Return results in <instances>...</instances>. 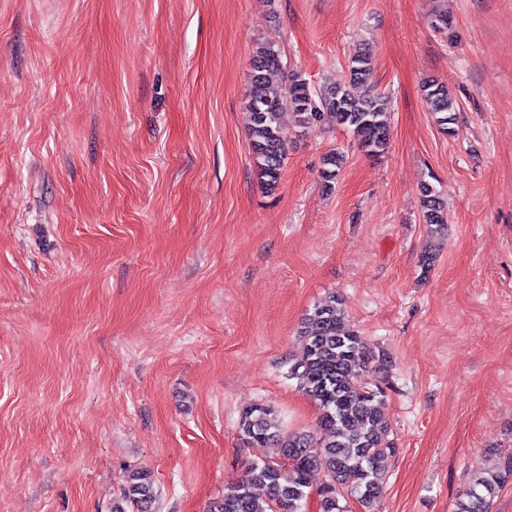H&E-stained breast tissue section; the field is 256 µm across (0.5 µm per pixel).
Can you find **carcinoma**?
I'll return each mask as SVG.
<instances>
[{
    "label": "carcinoma",
    "mask_w": 512,
    "mask_h": 512,
    "mask_svg": "<svg viewBox=\"0 0 512 512\" xmlns=\"http://www.w3.org/2000/svg\"><path fill=\"white\" fill-rule=\"evenodd\" d=\"M249 93L251 148L257 176L269 192L279 183L287 156L283 137L285 117L303 128L333 119L358 139L366 155H383L389 145L390 102L373 84L374 64L367 50L358 49L349 59L340 80L316 87L293 72L280 81V54L271 45H259L252 56ZM424 97L441 132L454 133L456 103L448 86L434 79L423 87ZM344 164V155L331 152L323 158L324 188L332 189ZM423 221L440 226L446 222L439 192L430 184L420 189ZM304 350L291 375L304 393L315 400L321 416L319 436L290 433L276 419L269 405H254L239 421L241 439L252 445L275 443L288 464L261 461L251 464L245 476L223 497L210 502L206 512H304L311 495L310 474L321 467L326 481L317 489L318 512H345L341 501L355 499L363 512H379L384 493L385 461L398 448L390 439L391 425L384 409L385 392L370 388L364 372L370 364L387 363L385 354L372 351L364 339L344 325V311L334 294L325 296L307 315L299 331ZM512 480V457L497 471L477 478L457 502L456 512H490L491 499ZM266 489L260 502L255 487ZM156 491L150 474L132 471L110 512H153Z\"/></svg>",
    "instance_id": "carcinoma-1"
}]
</instances>
